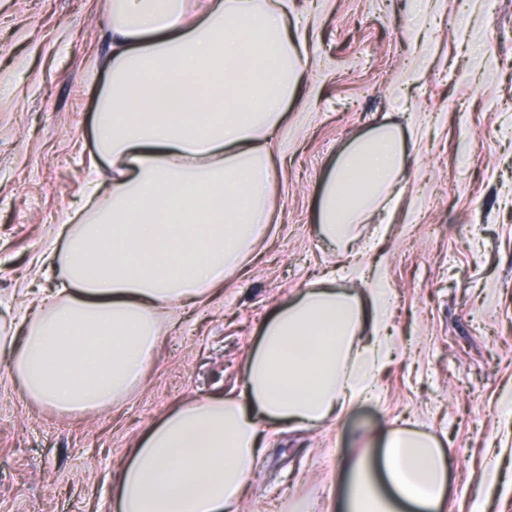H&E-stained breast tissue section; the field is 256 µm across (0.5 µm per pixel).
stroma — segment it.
<instances>
[{"mask_svg": "<svg viewBox=\"0 0 512 512\" xmlns=\"http://www.w3.org/2000/svg\"><path fill=\"white\" fill-rule=\"evenodd\" d=\"M306 40L288 149L275 162L274 214L223 287L166 318L139 384L112 406L60 415L0 368V512H115L114 476L173 408L237 394L263 325L330 275L354 268L379 218L349 251L320 236L317 201L337 155L373 126H399L406 190L376 251L393 294L392 356L377 396L337 422L269 425L241 512H336L347 460L379 453L387 429L432 433L449 452L440 512H512V0H287ZM111 0H0V317L45 285L41 254L102 171L94 115L110 51ZM420 24L412 46L406 28ZM415 68L419 78L408 81ZM503 449L495 486L488 451Z\"/></svg>", "mask_w": 512, "mask_h": 512, "instance_id": "35a3bbf8", "label": "stroma"}]
</instances>
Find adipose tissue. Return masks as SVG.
Instances as JSON below:
<instances>
[{
    "label": "adipose tissue",
    "mask_w": 512,
    "mask_h": 512,
    "mask_svg": "<svg viewBox=\"0 0 512 512\" xmlns=\"http://www.w3.org/2000/svg\"><path fill=\"white\" fill-rule=\"evenodd\" d=\"M112 0L108 81L95 138L111 180H89L44 261L53 287L0 333L5 370L61 415L110 407L151 363L165 315L239 269L271 222L274 143L287 128L308 54L282 0ZM400 132L381 124L338 157L318 202L321 236L349 248L356 224L394 217L405 191ZM363 293L319 280L264 324L238 396L181 405L133 448L117 512H239L267 424L311 427L373 397L390 355L392 295L382 264ZM381 463L342 474V512H438L445 454L396 428Z\"/></svg>",
    "instance_id": "obj_1"
}]
</instances>
